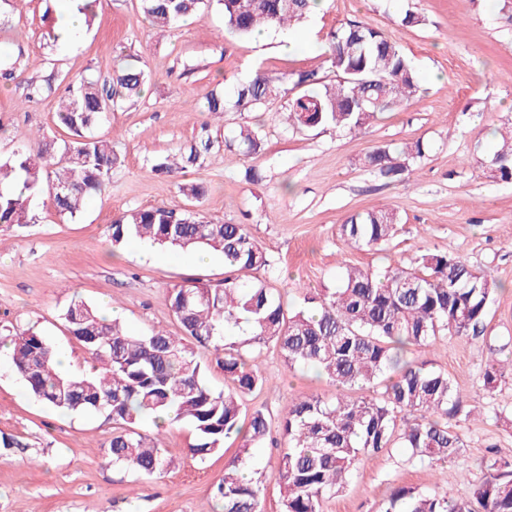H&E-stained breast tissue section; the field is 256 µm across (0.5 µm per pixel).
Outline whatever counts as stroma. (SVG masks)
Masks as SVG:
<instances>
[{
    "mask_svg": "<svg viewBox=\"0 0 512 512\" xmlns=\"http://www.w3.org/2000/svg\"><path fill=\"white\" fill-rule=\"evenodd\" d=\"M63 8V0H0V57L16 63L14 79L0 77L1 158L14 154L20 131L59 147L69 138L56 120V96L28 99V84L66 73L110 79L122 52L139 58L149 83L92 129L110 138L120 158L107 194L74 221L60 215L44 192L32 199L28 224L0 227V326L41 331L65 357L68 372L89 366L64 320L75 298L116 312L130 333L182 335L170 290L189 280H222L223 257L213 253L199 263L194 253L161 247L157 259L148 260L144 243L113 248L107 227L129 209L185 206L176 179L152 167L209 135L213 146L202 165L185 173L207 189L196 209L249 226L271 262L256 276L288 305L301 303L304 290L335 288L342 264L411 268L425 250L462 256L491 274L498 291L483 336L441 337L413 353L427 368L447 373L466 407L482 414L476 421H450L464 443L469 474L452 464L412 466L402 449L391 448L358 465L323 512H377L400 486L468 496L486 472L490 450L512 453V375L491 392L480 379L493 350L512 351V181L500 180L487 163L495 129L512 123V0H325L316 17L295 27L297 37L314 36L313 51L284 50L273 32L262 42L237 37L225 31L213 6L173 27L155 28L139 0H100L90 25L62 47L54 31ZM409 10L421 16L420 25L401 24ZM350 21L380 29L412 59L423 89L419 99L359 133L288 125L284 98L258 112L205 113L218 83L233 85L256 68L271 74L315 70L332 83L323 47L330 31ZM246 124L263 125L265 132L264 149L251 156L224 145ZM417 141L429 151L404 180L389 181L360 165L375 146ZM249 168L260 180L245 179ZM380 206L399 213L396 238L383 251L354 247L341 224ZM243 352L266 378L243 397V416L261 410L276 419L288 399L336 392L315 370L290 367L273 345ZM141 429L159 432L173 460L153 479L107 459L111 420L48 407L28 393L11 359H0V440L13 442L0 447V512H212L224 464L238 454L245 471L265 482L264 512H282L278 430L249 447L228 439L224 452L200 459L188 452L195 441L189 423L158 431L147 421Z\"/></svg>",
    "mask_w": 512,
    "mask_h": 512,
    "instance_id": "35a3bbf8",
    "label": "stroma"
}]
</instances>
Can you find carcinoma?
I'll return each mask as SVG.
<instances>
[{
    "label": "carcinoma",
    "instance_id": "obj_1",
    "mask_svg": "<svg viewBox=\"0 0 512 512\" xmlns=\"http://www.w3.org/2000/svg\"><path fill=\"white\" fill-rule=\"evenodd\" d=\"M140 2L155 25L171 27L198 13L205 0ZM315 2L217 0L225 26L239 36L286 31L309 16ZM326 58L336 71L334 84L321 83L314 71L272 75L256 70L231 91L211 94L206 111L257 112L291 90L295 95L288 102L289 124L356 133L378 115L411 103L420 92L413 61L366 22H350L331 32ZM146 80L139 58L132 55L121 58L110 80L63 76L57 118L75 141L60 152L47 142L24 146L0 162V224L28 223L29 197L7 186L18 178L33 193L41 178H47L55 207L73 219L103 195L120 159L109 141L86 132L115 106L139 96ZM234 142L244 154H256L264 145L262 130L242 126ZM209 149L208 140L192 145L180 152V161H161L153 169L184 173L199 165ZM425 153L420 141L402 148L384 144L369 151L362 165L396 181ZM491 164L501 180L512 181V126L501 133ZM400 223L394 209L381 206L350 215L341 231L359 248L384 250ZM107 232L114 248L140 240L181 250L211 249L222 253L224 265L234 271L216 284L190 282L170 291V308L182 337L163 330L133 335L94 306L71 302L64 319L70 335L92 359L89 372H61L53 345L32 329L10 330L0 338L12 347V364L33 396L63 413H99L119 426L108 446L113 463L148 478L170 468L172 459L159 439L140 432L146 420L158 430L167 418L189 421L196 436L189 452L201 458L223 451L224 440L234 435L261 442L272 420L257 410L242 425L240 399L261 387L264 378L240 349L272 343L289 364L315 369L337 390L329 400L292 399L281 414L283 512H322L323 500L343 490L359 462L394 446L404 449L409 463L454 462L468 473L463 442L448 419L462 412L468 418L472 411H463L447 373L407 359V352L441 336L480 337L496 291L487 273L458 256L431 251L421 253L418 267L411 269L389 265L374 272L348 265L336 288L326 294L305 292L304 307L291 311L265 282L237 276L270 266L246 224L152 206L123 212ZM189 337L212 348L229 390L216 392L207 384ZM507 365L512 367L511 358L489 360L482 371L486 390L497 387ZM354 387L372 388L375 394H343ZM241 463L240 457L229 460L216 487L221 512H263V482L246 475ZM486 469L485 478L465 498L402 486L378 512H512V456L496 453Z\"/></svg>",
    "mask_w": 512,
    "mask_h": 512
}]
</instances>
